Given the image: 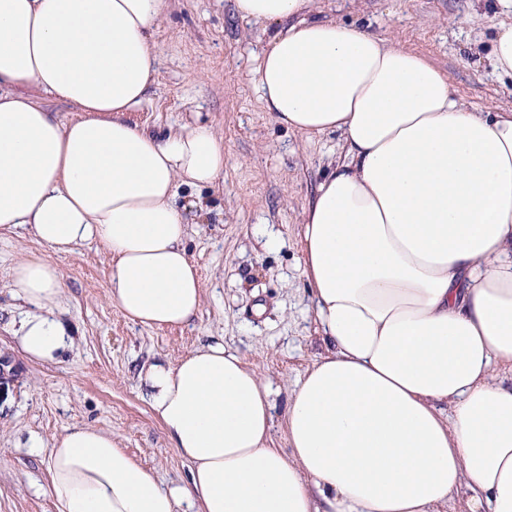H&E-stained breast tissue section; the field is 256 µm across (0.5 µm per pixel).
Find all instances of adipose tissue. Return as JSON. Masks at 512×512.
<instances>
[{"label": "adipose tissue", "instance_id": "obj_1", "mask_svg": "<svg viewBox=\"0 0 512 512\" xmlns=\"http://www.w3.org/2000/svg\"><path fill=\"white\" fill-rule=\"evenodd\" d=\"M311 4L234 0L281 27L255 70L267 112L345 150L303 214L326 350L288 396L291 452L268 445L271 389L216 341L140 377L188 483L73 426L48 453L57 512H441L463 490L470 512H512V386L495 377L512 367V109H468L423 57L309 18ZM167 6L0 0V232L58 254L99 243L111 304L147 327L200 313L176 189L224 172L210 127L158 135L125 118L154 82ZM10 286L30 307L23 354L56 360L72 343L57 267L21 259Z\"/></svg>", "mask_w": 512, "mask_h": 512}]
</instances>
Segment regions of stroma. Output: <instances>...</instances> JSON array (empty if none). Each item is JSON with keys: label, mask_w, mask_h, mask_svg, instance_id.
Wrapping results in <instances>:
<instances>
[{"label": "stroma", "mask_w": 512, "mask_h": 512, "mask_svg": "<svg viewBox=\"0 0 512 512\" xmlns=\"http://www.w3.org/2000/svg\"><path fill=\"white\" fill-rule=\"evenodd\" d=\"M168 4L152 31L154 85L130 118L163 131L205 124L224 140L221 180L177 196L201 313L186 326L135 324L107 297L108 257L97 243L56 256L28 235H0V355L13 368L0 385V512H56L47 447L75 424L111 433L165 483H186L189 465L165 437L139 373L214 339L271 386L270 445L288 452V394L325 350L303 274L301 223L314 187L344 157L342 137L298 134L265 110L255 68L276 25L241 19L233 0ZM312 14L424 57L470 108H512V76L494 71L489 57L495 0H313ZM29 254L52 258L64 285L58 312L74 344L52 363L28 360L15 336L26 307L9 287L11 270Z\"/></svg>", "instance_id": "stroma-1"}]
</instances>
